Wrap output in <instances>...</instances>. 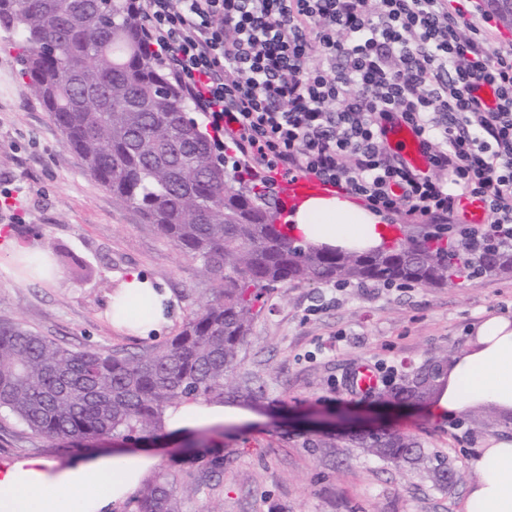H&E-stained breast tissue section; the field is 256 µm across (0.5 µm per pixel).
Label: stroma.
Segmentation results:
<instances>
[{"instance_id": "1", "label": "stroma", "mask_w": 512, "mask_h": 512, "mask_svg": "<svg viewBox=\"0 0 512 512\" xmlns=\"http://www.w3.org/2000/svg\"><path fill=\"white\" fill-rule=\"evenodd\" d=\"M0 239L27 241L60 271L52 282L22 272L0 252V319L73 349L136 352L179 331L216 291L197 263L113 199L63 143L60 128L21 74L20 50L0 30ZM164 288L170 325L143 338L113 325L109 304L128 271ZM491 311L512 314V274L408 289L379 282L300 283L271 290L255 316L233 382L256 398L225 397L252 419L225 425L224 470L184 499V512H464L478 474L470 459L486 439L512 431V414L475 406L436 419L428 407L392 403L406 375L451 361L469 328ZM392 368L375 394L349 392L357 361ZM370 426L414 436L448 459L454 485L438 488L423 472L360 448H307L306 435ZM25 456L67 461L63 451L0 412V465Z\"/></svg>"}]
</instances>
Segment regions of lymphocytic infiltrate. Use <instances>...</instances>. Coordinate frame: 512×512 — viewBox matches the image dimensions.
<instances>
[{
	"instance_id": "1",
	"label": "lymphocytic infiltrate",
	"mask_w": 512,
	"mask_h": 512,
	"mask_svg": "<svg viewBox=\"0 0 512 512\" xmlns=\"http://www.w3.org/2000/svg\"><path fill=\"white\" fill-rule=\"evenodd\" d=\"M144 34L232 151L479 251L512 249V52L448 0H136ZM406 126L427 167L389 142ZM480 201L470 224L463 204Z\"/></svg>"
}]
</instances>
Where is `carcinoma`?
Instances as JSON below:
<instances>
[{
	"mask_svg": "<svg viewBox=\"0 0 512 512\" xmlns=\"http://www.w3.org/2000/svg\"><path fill=\"white\" fill-rule=\"evenodd\" d=\"M0 28L18 35L22 74L89 175L219 282L164 347L137 353L74 350L0 321V409L38 436L76 448L172 437L167 408L224 400L256 307L273 288L305 281L440 286L512 273V252L468 254L430 230L356 252L299 244L283 233L274 204L244 186L208 129L186 117V94L156 63L132 0H0ZM442 375L427 365L395 397L432 401L443 392ZM345 440L376 448L391 463L422 465L448 487L447 461L426 454L411 435ZM183 446L186 456L144 484L135 512H183L179 481L195 491L223 470L224 449L206 434Z\"/></svg>",
	"mask_w": 512,
	"mask_h": 512,
	"instance_id": "carcinoma-1",
	"label": "carcinoma"
}]
</instances>
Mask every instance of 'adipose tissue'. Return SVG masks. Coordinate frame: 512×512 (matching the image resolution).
<instances>
[{
	"label": "adipose tissue",
	"instance_id": "obj_1",
	"mask_svg": "<svg viewBox=\"0 0 512 512\" xmlns=\"http://www.w3.org/2000/svg\"><path fill=\"white\" fill-rule=\"evenodd\" d=\"M292 236L329 247L376 250L386 240L376 215L335 197H314L294 214ZM124 304L117 325L146 336L169 321L168 295L138 272L123 283ZM445 388L431 412L452 418L476 405L512 410V318L492 315L481 321L469 346L444 376ZM249 411L220 403L190 404L169 410L166 424L176 435L249 420ZM158 458L147 452L105 451L61 463L29 456L0 466V512H111L141 485ZM472 467L474 483L465 512H512V436L489 441Z\"/></svg>",
	"mask_w": 512,
	"mask_h": 512
}]
</instances>
